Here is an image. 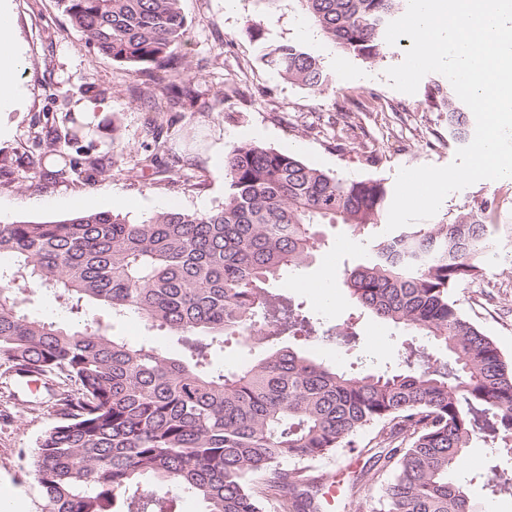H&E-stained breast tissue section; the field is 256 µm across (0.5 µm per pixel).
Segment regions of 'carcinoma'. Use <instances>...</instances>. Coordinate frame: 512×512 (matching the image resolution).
Segmentation results:
<instances>
[{
  "mask_svg": "<svg viewBox=\"0 0 512 512\" xmlns=\"http://www.w3.org/2000/svg\"><path fill=\"white\" fill-rule=\"evenodd\" d=\"M309 22L342 52L374 61L406 0H299ZM85 42L146 75L172 73L173 102L190 92L181 53V0H57ZM260 59L313 93L328 83L301 44L258 40ZM431 94L448 131L471 135L466 105L440 84ZM49 133L56 174L76 170ZM388 199L378 180H346L252 142L226 156L224 204L208 213L160 210L131 222L110 211L0 224V373L42 377L54 426L18 451L19 479L39 487L36 512H176L195 495L205 512H320L324 474L314 462L340 448L373 453L390 477L377 505L351 484L344 512H483L451 475L472 441L512 453V360L461 311L459 284L480 275L495 246L488 203L448 224L377 233ZM345 226L369 244L343 285L364 313L427 337L391 371L347 373L290 343L322 333L303 304L273 287L307 267L320 227ZM54 289L71 314L94 304L177 337L171 357L106 332L73 330L21 312L18 294ZM261 347L249 364L213 370L224 337ZM373 433L365 445L357 434Z\"/></svg>",
  "mask_w": 512,
  "mask_h": 512,
  "instance_id": "cac0c4a2",
  "label": "carcinoma"
}]
</instances>
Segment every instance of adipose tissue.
I'll return each instance as SVG.
<instances>
[{"instance_id": "ef3b65f1", "label": "adipose tissue", "mask_w": 512, "mask_h": 512, "mask_svg": "<svg viewBox=\"0 0 512 512\" xmlns=\"http://www.w3.org/2000/svg\"><path fill=\"white\" fill-rule=\"evenodd\" d=\"M21 53L16 36L11 0H0V112L24 109V92L16 79Z\"/></svg>"}]
</instances>
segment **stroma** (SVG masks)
<instances>
[{
  "label": "stroma",
  "instance_id": "35a3bbf8",
  "mask_svg": "<svg viewBox=\"0 0 512 512\" xmlns=\"http://www.w3.org/2000/svg\"><path fill=\"white\" fill-rule=\"evenodd\" d=\"M22 48L18 76L28 92L27 109L17 119L10 139L0 141V220L56 221L76 214L72 199L88 212L110 211L126 200L122 213L138 222L173 204L207 213L224 202V160L229 150L250 141L297 156L305 163L348 180L373 179L394 188L399 169L450 164L460 147L448 134V116L429 94L431 85L446 84L441 74L423 77L416 93L391 87L387 68L400 64L412 41L400 37L385 46L382 57L368 62L343 53L321 34L313 33L299 0H182L187 31L182 51L195 78L193 105L168 110L172 123L165 135L160 163L180 159L193 185L161 180L141 170L139 160L154 143L148 132L151 117L138 98L141 84L165 96L166 70L153 69L142 81L131 69L117 65L88 47L72 29L56 0H11ZM264 15L262 38L269 43L296 41L316 55L329 77L314 94L289 82L264 63L249 33V24ZM91 85L97 107L85 111L80 89ZM88 126L82 144L98 158L100 171L55 176L43 152L46 134L62 129L66 116ZM497 204L492 221L498 227L499 254L482 274L455 288L462 312L502 353L512 359V179L482 180L451 193L433 216L436 224L451 222L477 202ZM366 257L359 237L344 227H326L324 243L300 273L280 281L285 293L332 328L347 320L353 306L342 287L341 274ZM333 278H326V271ZM21 307L28 315L77 327L76 316L60 304L54 291L39 287L25 292ZM115 334L138 342L148 340L169 355L180 346L176 337L150 330L139 319L108 320ZM360 338L352 348L330 336H312L300 348L345 370L397 368L406 343L426 345L394 325L368 316L359 320ZM43 388L0 383V502L17 512H35L38 496L33 481L18 482L19 449L37 447L54 419L47 409L29 410L28 402L44 397ZM457 473L472 500L485 512H512V494L491 487L512 479V456L481 442L468 448ZM328 480L347 487L353 479L369 480L366 457L349 449L318 464Z\"/></svg>",
  "mask_w": 512,
  "mask_h": 512
}]
</instances>
